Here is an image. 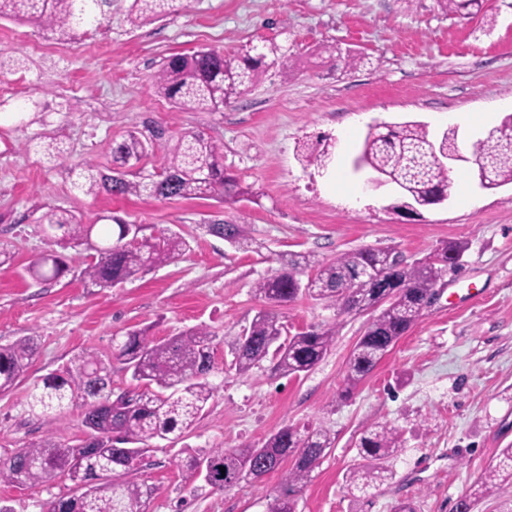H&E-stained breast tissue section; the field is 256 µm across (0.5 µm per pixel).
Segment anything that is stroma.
Returning a JSON list of instances; mask_svg holds the SVG:
<instances>
[{
  "instance_id": "35a3bbf8",
  "label": "stroma",
  "mask_w": 512,
  "mask_h": 512,
  "mask_svg": "<svg viewBox=\"0 0 512 512\" xmlns=\"http://www.w3.org/2000/svg\"><path fill=\"white\" fill-rule=\"evenodd\" d=\"M129 5L112 0L101 27L66 43L0 19V57L23 61L0 74L10 85L0 98V248L9 254L0 266V344L30 334L38 343L24 378L0 397V448L83 438L79 406L39 415L26 405L34 381L62 372L75 354L111 357L113 337L144 326L166 339L204 325L214 335L215 391L190 431L145 458L138 477L152 490L147 512H266L279 475L222 491L201 479L185 483L179 463L198 450L260 443L287 423L336 437L297 512H391L406 499L419 512H453L512 446V184L482 188L469 163L488 131L512 113V0H482L466 19L445 14L436 0H182L176 13L138 27L126 20ZM265 40L287 46V66H269L223 111L179 110L153 91L155 73L172 54H233ZM331 44L359 50L362 64H316ZM455 110L471 113L475 125L457 126L463 159L448 172L455 186L448 202L405 219L392 209L394 189L363 191L365 176L352 160L369 125L415 121L438 135L455 126ZM146 120L223 143L225 167L260 203L93 197L75 187L74 167L91 160L108 170L113 142ZM44 136L61 142L63 158L26 150L28 140ZM318 136L332 146L324 171L296 154ZM43 203L87 224L111 215L154 234L175 231L191 249L103 291L80 276L86 251L68 248L70 273L36 285L23 269L47 247L32 216ZM214 219L242 226L251 244L209 233ZM446 242L467 248L445 288L346 400L337 395L368 318L306 296L277 312L291 335L335 327L333 346L313 370L281 378L268 360L246 375L232 369L231 341L264 306L254 282L291 256L328 263L372 247L413 261ZM378 422L402 430L405 442L390 461L393 479L355 500L345 475L361 433ZM75 491L60 478L32 487L0 483V506L45 512L52 497Z\"/></svg>"
}]
</instances>
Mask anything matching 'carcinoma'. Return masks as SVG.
Instances as JSON below:
<instances>
[{"label":"carcinoma","instance_id":"carcinoma-1","mask_svg":"<svg viewBox=\"0 0 512 512\" xmlns=\"http://www.w3.org/2000/svg\"><path fill=\"white\" fill-rule=\"evenodd\" d=\"M177 0H132L127 13L133 26L162 18L175 10ZM442 11L469 15L477 0H438ZM112 0H0V18L41 27L59 40L70 39L76 30L102 24ZM323 61L353 68L358 56L341 58L336 46L324 47ZM270 64L288 60V48L270 41L252 45L240 54L198 49L166 59L155 74V93L184 110L219 112L231 99L257 85L265 60ZM164 129L148 126L131 131L112 148V173H102L88 161L79 165V187L86 194L113 197L146 194L156 199H213L233 204L246 199L260 204L259 195L224 171L223 147L193 131H184L169 148L161 170L148 171L138 163L155 142L164 139ZM454 128L432 136L426 128L406 122L383 131L367 132L358 155L364 167L386 175L405 188L392 209L407 212L419 199L435 191L453 193L448 168L438 158L457 149ZM302 161L318 169L331 160L328 145L306 144ZM477 157L486 172L487 187L512 183V114L491 129L478 144ZM37 224L50 245L84 246L89 262L81 276L91 285L109 289L135 278L147 268L177 259L189 248L177 234H145L142 224L119 219L108 225L101 240H94L96 225L76 216L47 208ZM211 233L241 244L246 240L239 226L214 221ZM462 243H446L429 256L407 261L391 250L361 248L339 254L330 263L311 264L292 258L271 276L258 279L254 292L267 307L257 311L246 335L231 343V366L247 374L267 357L282 377L299 376L314 369L334 344L336 326L315 327L281 339L284 326L276 308L301 295L321 300L344 314L375 313L359 337L347 362L343 400L375 370L385 355L424 315L438 294V285L448 263L460 257ZM313 268L307 280L300 279ZM26 272L36 283L60 279L69 267L49 249L33 261ZM37 351V339L23 336L0 346V395L10 393L25 375ZM123 365L131 379L146 389L113 396L112 362ZM215 369L213 334L200 325L177 336L157 340L148 329H133L113 339L112 358L82 352L60 374L34 383L29 395L30 411L61 413L77 403L82 408L85 437L75 445L58 444L50 438L23 448H5L0 455V482L37 485L48 481L47 472L69 479L86 492L77 497L59 496L48 502L47 512H144L151 490L136 478L140 457L153 450L154 441L179 438L189 431L214 393L209 377ZM336 437L325 429H300L285 424L259 445L213 448L206 454H190L179 467L184 480L200 477L201 463L212 468L222 490L253 483L265 475L280 473V487L267 512H296V497L312 478ZM402 446V432L376 423L356 444L358 466L346 477L348 493L364 498L370 489L393 479L388 462ZM225 471H220V467ZM512 487V447L504 448L490 464L472 491L460 498L453 512H473L475 505Z\"/></svg>","mask_w":512,"mask_h":512}]
</instances>
